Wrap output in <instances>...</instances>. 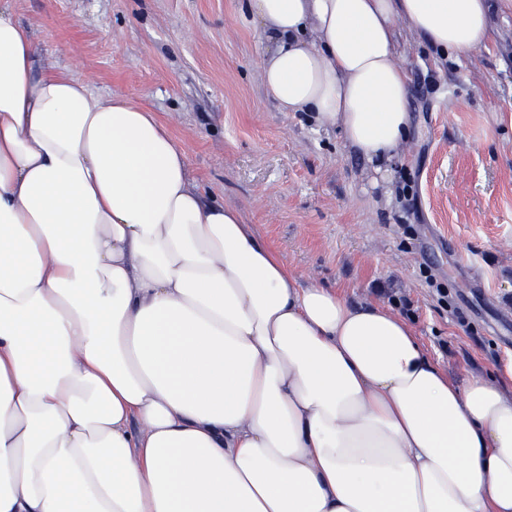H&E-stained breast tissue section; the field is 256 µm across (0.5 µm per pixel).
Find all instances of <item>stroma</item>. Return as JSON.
Masks as SVG:
<instances>
[{
	"instance_id": "1",
	"label": "stroma",
	"mask_w": 512,
	"mask_h": 512,
	"mask_svg": "<svg viewBox=\"0 0 512 512\" xmlns=\"http://www.w3.org/2000/svg\"><path fill=\"white\" fill-rule=\"evenodd\" d=\"M56 74L154 112L204 197L299 273L406 318L450 379L512 356V22L434 50L406 22L410 134L374 182L339 130L262 87L244 0H12Z\"/></svg>"
}]
</instances>
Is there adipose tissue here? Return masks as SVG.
Masks as SVG:
<instances>
[{
  "instance_id": "ef3b65f1",
  "label": "adipose tissue",
  "mask_w": 512,
  "mask_h": 512,
  "mask_svg": "<svg viewBox=\"0 0 512 512\" xmlns=\"http://www.w3.org/2000/svg\"><path fill=\"white\" fill-rule=\"evenodd\" d=\"M283 112L375 174L395 25L465 54L512 0H246ZM512 357L451 381L400 315L302 283L153 112L48 73L0 4V512H512Z\"/></svg>"
}]
</instances>
